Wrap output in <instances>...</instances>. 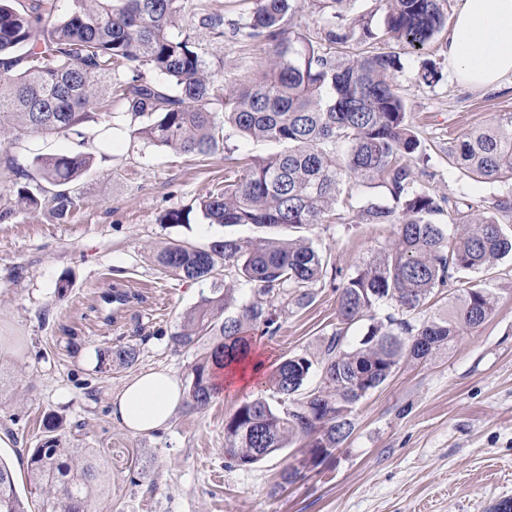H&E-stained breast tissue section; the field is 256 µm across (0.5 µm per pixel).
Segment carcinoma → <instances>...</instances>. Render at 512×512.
<instances>
[{
	"instance_id": "carcinoma-1",
	"label": "carcinoma",
	"mask_w": 512,
	"mask_h": 512,
	"mask_svg": "<svg viewBox=\"0 0 512 512\" xmlns=\"http://www.w3.org/2000/svg\"><path fill=\"white\" fill-rule=\"evenodd\" d=\"M76 9L54 18V0H29L17 10L0 0V137L15 133L68 135L85 145L88 108L115 98L140 126L132 135L145 144L207 157L231 137L264 141L281 150L264 157L243 156L197 206L169 208L159 223L300 229L340 220L344 185L354 180L384 189L388 202L370 199L357 211L361 224L397 228L390 245L363 268L345 276L302 237H225L204 246L173 239L158 253L162 270L190 281L216 279L226 271L235 280L201 297L169 342L174 350L196 352L185 383L183 408L207 409L220 390L215 365L250 348L248 332L273 336L282 315L314 299L313 287L340 280L338 327L327 341L323 385L305 394L313 368L300 355L281 360L271 376L282 407L259 397L240 404L224 421V452L241 467L259 463L308 440L301 466L282 474L290 484L303 469L329 459L353 431L349 415L336 406L356 404L382 385L400 360L423 358L448 346L466 330L482 325L497 297L470 280L512 255V113L448 143V164L480 182L508 189L478 210L460 198L434 196L417 188L414 159L422 141L394 88L402 68L392 52L343 59L336 46L391 40L411 54L423 53L445 25L440 0H385L384 29L365 18L348 23L336 7L344 0H317L329 12L318 36L285 28L298 0H254L232 34L269 47V64L239 87L215 83L201 48L174 32L181 0H75ZM200 23L224 38V17L203 15ZM23 53H17V50ZM127 77H117L119 69ZM221 106L217 120L212 106ZM84 152L34 158L46 186L33 192L12 181L7 192L16 205L50 207L61 223L70 219L75 198L69 184L89 166ZM448 215V223L436 217ZM250 290L245 297L239 286ZM448 291L456 304L448 314L423 322L410 315ZM391 311L377 316L382 307ZM369 319L357 345L344 348L347 328ZM115 367L136 364L134 345L107 351ZM43 442L28 459V483L41 499L40 512H86L91 497L106 490L104 469L90 448H69L49 418ZM0 512H29L10 467L0 460Z\"/></svg>"
}]
</instances>
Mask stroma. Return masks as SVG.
<instances>
[{
	"label": "stroma",
	"instance_id": "35a3bbf8",
	"mask_svg": "<svg viewBox=\"0 0 512 512\" xmlns=\"http://www.w3.org/2000/svg\"><path fill=\"white\" fill-rule=\"evenodd\" d=\"M252 4L183 2V30L223 85L243 84L265 69L268 50L229 34L214 40L199 17L218 14L231 24ZM449 36L442 31L426 51L438 71L430 86L418 82L421 58L397 43L353 44L339 54H399L395 85L427 154L420 188L482 207L500 186L449 166L448 141L512 112V78L492 91L465 87L448 65ZM122 110L113 102L87 125L91 163L72 186L76 208L68 222L41 208L0 223V340L12 348L0 355V433L10 437L0 446V459L13 468L19 494L27 492V462L45 436L43 421L53 416L66 441L94 449L111 478L106 493L93 499L98 512H489L512 498L511 257L488 276L497 297L494 313L449 349L421 360L403 358L383 385L354 405L353 431L332 457L292 485L281 486V473L302 458L304 441L247 468L224 454L225 418L257 397L276 402L267 375L220 395L203 412L177 410L167 429L149 436L114 422L112 397L127 380L165 369L182 381L194 363L193 353L173 351L168 340L213 283L162 271L156 253L174 238L205 245L259 233L252 226L200 221L159 224L165 209L194 205L223 186L224 157L145 145L132 136ZM110 118L117 128L106 138L99 130ZM76 148L62 135L23 134L10 137L0 155L24 170L33 187L41 182L36 155ZM302 234L350 274L387 247L394 228L348 221L311 225ZM314 293L310 305L283 316L276 336L259 338L255 346L267 374L283 358L308 357L311 388L321 383L325 344L337 324L335 284H317ZM117 344L136 345L137 363L100 368V351Z\"/></svg>",
	"mask_w": 512,
	"mask_h": 512
}]
</instances>
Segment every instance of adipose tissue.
I'll list each match as a JSON object with an SVG mask.
<instances>
[{"label":"adipose tissue","mask_w":512,"mask_h":512,"mask_svg":"<svg viewBox=\"0 0 512 512\" xmlns=\"http://www.w3.org/2000/svg\"><path fill=\"white\" fill-rule=\"evenodd\" d=\"M446 53L456 78L472 88L512 77V0H457ZM183 401L172 373L150 369L113 397L112 418L133 434H152L170 423Z\"/></svg>","instance_id":"ef3b65f1"}]
</instances>
